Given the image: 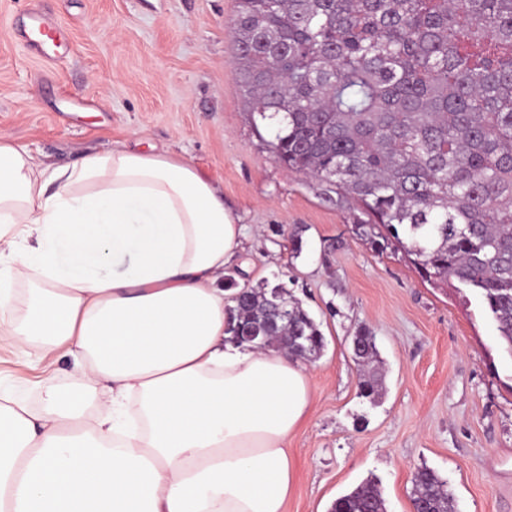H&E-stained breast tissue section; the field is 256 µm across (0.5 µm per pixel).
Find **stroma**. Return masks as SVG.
I'll use <instances>...</instances> for the list:
<instances>
[{
  "mask_svg": "<svg viewBox=\"0 0 512 512\" xmlns=\"http://www.w3.org/2000/svg\"><path fill=\"white\" fill-rule=\"evenodd\" d=\"M28 0H0V132L46 162L70 165L138 136L182 156L224 190L256 262L239 284L272 275L319 323L308 362L312 405L290 441L286 512H328L367 480L387 512H413L418 467L448 483L456 512H512V354L480 298L426 280L395 244L359 226L315 178L286 169L251 124L229 29L237 0H41L67 26L71 52L49 65L8 35ZM376 339L383 394H358L350 339ZM0 345V389L40 409L46 384L75 383L71 355Z\"/></svg>",
  "mask_w": 512,
  "mask_h": 512,
  "instance_id": "obj_1",
  "label": "stroma"
}]
</instances>
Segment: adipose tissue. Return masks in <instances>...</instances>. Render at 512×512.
I'll use <instances>...</instances> for the list:
<instances>
[{
    "instance_id": "obj_1",
    "label": "adipose tissue",
    "mask_w": 512,
    "mask_h": 512,
    "mask_svg": "<svg viewBox=\"0 0 512 512\" xmlns=\"http://www.w3.org/2000/svg\"><path fill=\"white\" fill-rule=\"evenodd\" d=\"M245 236L169 151L55 166L0 133V343L83 362L41 410L0 392V512H285L312 393L299 359L225 340Z\"/></svg>"
}]
</instances>
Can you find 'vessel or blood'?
<instances>
[{
	"label": "vessel or blood",
	"instance_id": "b4317fda",
	"mask_svg": "<svg viewBox=\"0 0 512 512\" xmlns=\"http://www.w3.org/2000/svg\"><path fill=\"white\" fill-rule=\"evenodd\" d=\"M10 31L31 55L50 63L62 61L61 49L68 43L67 34L49 22L38 0H31L25 11L12 20Z\"/></svg>",
	"mask_w": 512,
	"mask_h": 512
}]
</instances>
